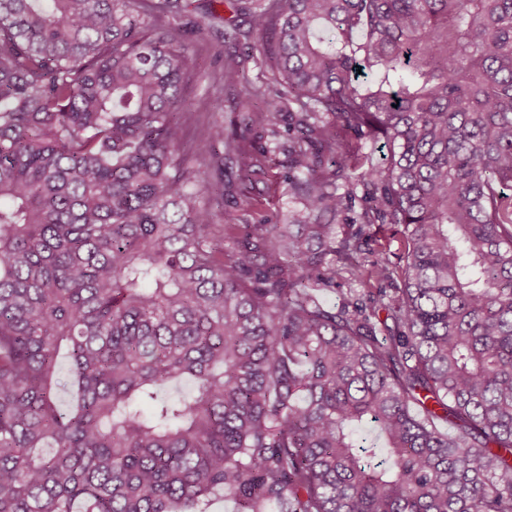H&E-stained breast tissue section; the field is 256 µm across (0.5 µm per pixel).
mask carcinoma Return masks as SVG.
I'll use <instances>...</instances> for the list:
<instances>
[{"label": "carcinoma", "instance_id": "1", "mask_svg": "<svg viewBox=\"0 0 512 512\" xmlns=\"http://www.w3.org/2000/svg\"><path fill=\"white\" fill-rule=\"evenodd\" d=\"M229 3L280 81L189 143L214 7L0 0V512H512V0ZM273 159L276 166L270 174L269 190L260 214L269 216L272 223L288 224L289 212L298 207V200L288 192V184L283 182L287 169L281 167V164H285V156L277 153L273 155ZM237 168L235 164L229 160L224 159V212H219L217 222L219 224H246L253 222V218H258L260 215L253 210H247L242 200L237 196L232 198L231 195L236 196L231 192L233 184L237 181Z\"/></svg>", "mask_w": 512, "mask_h": 512}]
</instances>
